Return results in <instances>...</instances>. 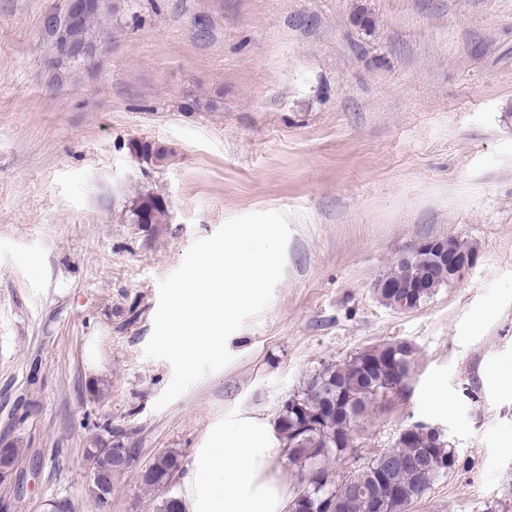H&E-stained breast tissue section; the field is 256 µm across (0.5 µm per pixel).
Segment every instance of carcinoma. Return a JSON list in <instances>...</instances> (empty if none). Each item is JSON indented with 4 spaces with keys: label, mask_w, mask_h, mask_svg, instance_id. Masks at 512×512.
I'll use <instances>...</instances> for the list:
<instances>
[{
    "label": "carcinoma",
    "mask_w": 512,
    "mask_h": 512,
    "mask_svg": "<svg viewBox=\"0 0 512 512\" xmlns=\"http://www.w3.org/2000/svg\"><path fill=\"white\" fill-rule=\"evenodd\" d=\"M103 14L104 11L100 10L87 16L69 28L68 36L77 41H97L95 24ZM169 156L166 148L151 142L146 143L144 151L139 154L145 163L155 166L166 164ZM128 213L133 224L142 223L145 213L149 223L161 224L167 208L161 198L142 194L133 201ZM434 270L435 257L430 252L419 253L406 265L396 258L375 282L373 293L381 305L396 311L401 306L400 289L382 288L380 284L385 281H419ZM366 358L379 363V366L368 369L353 354L339 362L324 363L311 372L300 389L282 403L275 420V431L288 465L303 477L314 473L319 478L317 483L303 485L301 493L314 499L332 494L341 501L342 507L338 512H367L364 496L377 491L379 461L383 457L402 460L424 458L425 469L421 473L404 469L391 475L396 497L386 512H403L406 506L423 499L436 481L453 471L455 449L440 430L413 431L405 427L390 447L373 452L363 464L351 471L350 483L345 485L344 477L335 476L330 464L356 448L360 425L381 413V396L391 387L393 377L410 376L416 349L406 340H392L370 347ZM303 422L308 423V427L299 439L296 430ZM95 447L104 449L99 464L108 476L107 489L103 491L90 484L88 491L103 510L108 507L112 486L124 474L123 469L115 465V460L128 448L117 438L107 449L99 436L95 438ZM182 467L183 461L178 452L161 451L151 461L142 484L147 488H165Z\"/></svg>",
    "instance_id": "obj_1"
}]
</instances>
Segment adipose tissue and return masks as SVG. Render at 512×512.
Returning a JSON list of instances; mask_svg holds the SVG:
<instances>
[{
    "mask_svg": "<svg viewBox=\"0 0 512 512\" xmlns=\"http://www.w3.org/2000/svg\"><path fill=\"white\" fill-rule=\"evenodd\" d=\"M277 441L264 425L245 422L195 449L180 476L183 512H286Z\"/></svg>",
    "mask_w": 512,
    "mask_h": 512,
    "instance_id": "obj_1",
    "label": "adipose tissue"
}]
</instances>
